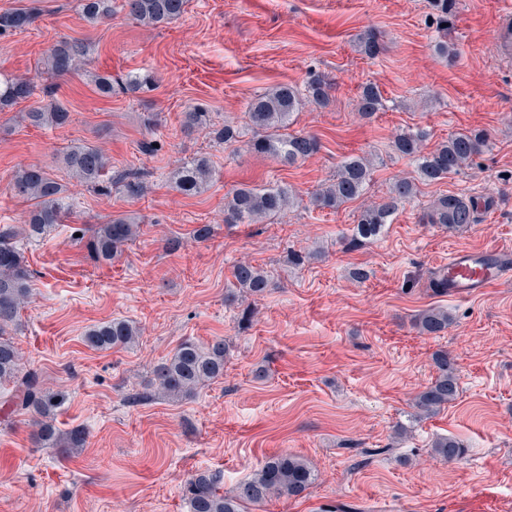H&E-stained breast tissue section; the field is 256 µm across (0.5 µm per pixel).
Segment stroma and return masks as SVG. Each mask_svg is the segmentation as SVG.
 <instances>
[{
  "label": "stroma",
  "instance_id": "35a3bbf8",
  "mask_svg": "<svg viewBox=\"0 0 512 512\" xmlns=\"http://www.w3.org/2000/svg\"><path fill=\"white\" fill-rule=\"evenodd\" d=\"M18 8L36 19L0 37V76L38 88L0 112V226L27 222L30 202L10 190L24 164L48 167L69 209L47 235L18 238L33 295L14 340L24 369L66 396L57 427H83L87 438L69 455L37 447L32 415L0 405V512H189L185 487L196 474L222 473L231 495L283 453L306 459L315 483L305 496L247 512H453L460 496L483 491L512 512V280L472 298L430 285L455 250L512 246V63L493 52L501 0H459L446 33L431 23L428 0H189L179 19L157 27L122 14L89 23L79 0H0V12ZM370 29L383 41L373 58L359 47ZM74 38L88 44L98 73H148L153 87L104 97L84 74L46 73L48 51ZM442 41L445 58L435 52ZM313 73L330 82V102L301 101L289 130L315 135L319 151L293 165L249 152L250 102L280 84L304 88ZM367 83L383 99L369 119L357 109ZM50 102L68 109L69 123L31 126L26 112ZM196 105L216 127L236 126L238 140L185 132L183 114ZM149 118L159 149L146 154ZM415 128L429 131V150L473 129L490 147L460 174L421 185L380 236L349 246L362 205L413 176L392 141ZM78 142L99 147L113 171L143 173L145 196L71 178L59 155ZM199 156L212 165L208 189L172 190L170 172ZM347 157L373 164L364 195L317 207L312 193ZM269 183L287 185L298 205L271 221L225 224L232 189ZM446 194L482 198L477 223H422ZM109 215L139 230L119 258L99 263L87 236ZM203 225L211 233L201 241ZM308 251L317 254L309 264L288 263ZM244 259L270 274L248 321L224 303ZM356 269L366 280L353 279ZM432 307L452 319L438 336L413 325ZM115 318L139 328L134 344L85 343L87 330ZM216 336L227 344L223 378L179 400L155 391V366L183 341ZM439 350L452 357L460 392L421 418L412 401L434 379ZM439 437L460 441L465 455L433 457Z\"/></svg>",
  "mask_w": 512,
  "mask_h": 512
}]
</instances>
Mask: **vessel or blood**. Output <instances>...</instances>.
Wrapping results in <instances>:
<instances>
[{
  "instance_id": "obj_1",
  "label": "vessel or blood",
  "mask_w": 512,
  "mask_h": 512,
  "mask_svg": "<svg viewBox=\"0 0 512 512\" xmlns=\"http://www.w3.org/2000/svg\"><path fill=\"white\" fill-rule=\"evenodd\" d=\"M496 47L504 56L512 55V0L503 4ZM440 272L448 279L449 295L463 298L478 295L486 288L512 279V252L496 248L457 250Z\"/></svg>"
}]
</instances>
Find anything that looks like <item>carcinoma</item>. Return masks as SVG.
I'll use <instances>...</instances> for the list:
<instances>
[{"label": "carcinoma", "instance_id": "obj_1", "mask_svg": "<svg viewBox=\"0 0 512 512\" xmlns=\"http://www.w3.org/2000/svg\"><path fill=\"white\" fill-rule=\"evenodd\" d=\"M187 0H81V11L86 21L96 23L110 20L124 13L143 25L157 26L183 15ZM437 28L446 31L454 15L456 0H432ZM35 20L27 9L6 10L0 13V37L22 30ZM362 53L377 56L381 43L377 34L367 32L360 41ZM48 71L57 76L83 72L91 78L98 93L112 95V76L92 69L87 44L79 39L62 40L48 52L45 60ZM154 83L153 76L129 73L120 85L126 94L136 95ZM330 84L325 77L314 74L305 86L306 96L315 104L329 103ZM36 85L29 78L3 77L0 79V112L35 95ZM301 101L300 91L291 85H279L258 96L249 105L248 118L254 129L249 143L251 152L271 156L293 164L315 154L319 140L310 134L285 135L287 127ZM382 108L378 88L369 83L359 95L358 111L371 117ZM29 123L36 127H61L70 120V112L56 102H50L26 113ZM212 124V115L206 109L195 107L183 113V125L188 131L205 130ZM427 132L423 129L399 134L393 148L401 156L415 162V175L396 180L388 195L359 212L357 224L349 244L357 245L378 237L386 225L393 222L399 208L411 202L418 186L439 182L450 175L459 174L473 158L488 148V139L480 131L458 133L435 150L423 152ZM63 163L69 175L85 183L98 184L105 175L109 159L91 144L81 143L67 147ZM372 166L361 157L345 159L336 177L313 193L314 204L322 209L336 210L361 197L372 180ZM212 179L208 160L194 158L174 169L170 186L185 196H196L207 190ZM124 195L130 199L144 196L149 186L136 172H124L116 178ZM11 190L15 196L33 202L27 224L22 232L40 237L61 221L67 210L63 185L38 164H27L15 172ZM296 203V197L285 185H243L233 189L224 204V223L254 224L265 218H274ZM479 203L463 195H442L434 199L423 214L427 224L458 230L477 221ZM137 233V226L124 216L110 218L91 228L87 243L94 258L108 263ZM17 230L0 228V383L14 384L11 403L21 411L34 415L33 438L39 448H58L75 452L84 447L86 433L81 428L61 431L55 425L57 409L63 395L45 387L33 371H23L21 355L14 344L12 332L18 326L20 311L31 295L32 273L25 257L15 244ZM235 288L224 294V303L234 305L247 296H261L269 287L268 275L263 268L248 261L237 262L232 271ZM450 316L444 310L430 309L416 319L419 332L438 335L448 329ZM136 329L127 320L113 319L87 331L85 341L98 350L126 347L135 341ZM224 338L215 337L208 344L185 341L175 353L154 369L157 390L171 399H180L224 375L226 357ZM437 374L434 381L414 398V406L423 413H434L456 400L459 379L454 372L453 359L440 350L433 356ZM465 453L462 444L453 438H438L432 443V454L448 462ZM316 474L304 459L292 454H279L267 458L253 476L240 483L231 496L220 493L222 475L219 472L198 474L188 483L190 512H246L247 505L261 504L281 496L299 497L315 482Z\"/></svg>", "mask_w": 512, "mask_h": 512}]
</instances>
